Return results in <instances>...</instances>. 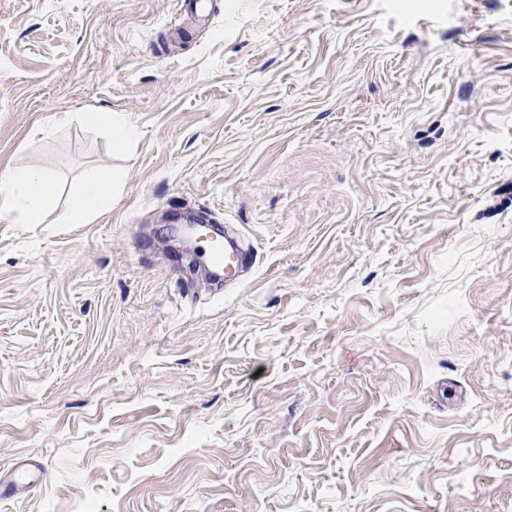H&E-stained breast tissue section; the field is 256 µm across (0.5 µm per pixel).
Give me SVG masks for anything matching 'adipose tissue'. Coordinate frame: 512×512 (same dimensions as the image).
I'll return each instance as SVG.
<instances>
[{
  "instance_id": "1",
  "label": "adipose tissue",
  "mask_w": 512,
  "mask_h": 512,
  "mask_svg": "<svg viewBox=\"0 0 512 512\" xmlns=\"http://www.w3.org/2000/svg\"><path fill=\"white\" fill-rule=\"evenodd\" d=\"M112 195V177L102 172L88 179L75 199L68 220L82 224ZM55 199L54 184L42 170L0 172V222L41 224Z\"/></svg>"
}]
</instances>
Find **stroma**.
<instances>
[{"instance_id":"stroma-1","label":"stroma","mask_w":512,"mask_h":512,"mask_svg":"<svg viewBox=\"0 0 512 512\" xmlns=\"http://www.w3.org/2000/svg\"><path fill=\"white\" fill-rule=\"evenodd\" d=\"M30 167L0 476L47 480L0 512H512V0H0ZM184 212L237 231V287L183 268ZM109 197L112 198V176L109 173L102 172L88 179L73 202L68 217L69 223H85L99 211Z\"/></svg>"}]
</instances>
